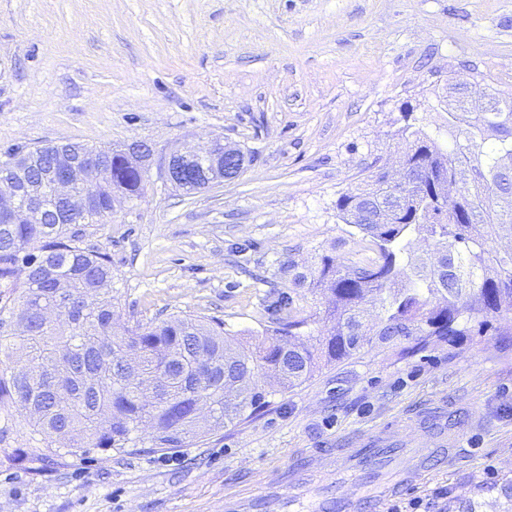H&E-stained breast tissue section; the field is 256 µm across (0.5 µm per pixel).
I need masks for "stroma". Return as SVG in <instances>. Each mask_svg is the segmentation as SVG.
<instances>
[{
  "instance_id": "stroma-1",
  "label": "stroma",
  "mask_w": 512,
  "mask_h": 512,
  "mask_svg": "<svg viewBox=\"0 0 512 512\" xmlns=\"http://www.w3.org/2000/svg\"><path fill=\"white\" fill-rule=\"evenodd\" d=\"M512 93V0H0V154L46 143L219 138L240 176L187 195L158 168L143 198L85 228L112 260L122 321L214 316L245 334L290 295V264L370 257L336 202L394 160L408 122L441 130L448 81ZM512 327L418 345L372 343L305 383L267 391L234 426L184 447L36 456L24 414L0 409V512H224L268 474L399 422L454 440L427 481L390 501L419 512H512Z\"/></svg>"
}]
</instances>
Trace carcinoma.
Returning <instances> with one entry per match:
<instances>
[{
	"label": "carcinoma",
	"instance_id": "cac0c4a2",
	"mask_svg": "<svg viewBox=\"0 0 512 512\" xmlns=\"http://www.w3.org/2000/svg\"><path fill=\"white\" fill-rule=\"evenodd\" d=\"M471 88L489 110L448 105V146L412 124L398 131L406 186L392 185L381 167L339 196V217L376 258L325 254L306 271L288 266L294 287L330 295L325 336L304 331L317 314L302 311L271 319L249 344L195 314L116 331L112 263L84 244L83 227L107 223L116 197L143 196L137 153L81 143L7 153L18 163L0 178V194L22 205L41 193L45 206L19 224L0 223V354L23 355L18 365L0 359V408L25 414L45 455L132 453L145 431L154 449L180 448L205 433L199 404L210 407L214 428L256 410L265 398L259 373L288 389L374 338L451 341L511 316L512 249L500 251L492 235L504 227L512 235V94L483 79ZM72 158L96 177L57 205L48 199L52 174ZM417 240L426 244L420 254Z\"/></svg>",
	"mask_w": 512,
	"mask_h": 512
}]
</instances>
